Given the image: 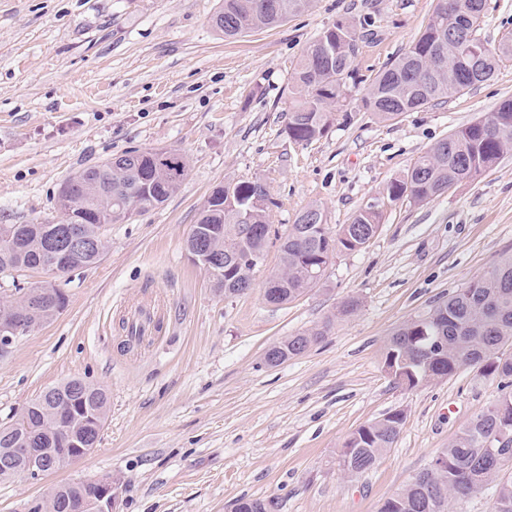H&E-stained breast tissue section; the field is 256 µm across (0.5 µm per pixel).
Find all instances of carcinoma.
<instances>
[{"label": "carcinoma", "instance_id": "cac0c4a2", "mask_svg": "<svg viewBox=\"0 0 512 512\" xmlns=\"http://www.w3.org/2000/svg\"><path fill=\"white\" fill-rule=\"evenodd\" d=\"M313 0H221L211 26L225 37L274 27L289 17L311 9ZM486 0H437L435 11L409 50L388 69L377 74L362 98L363 107L380 122H392L406 112L436 106L493 78L500 62L512 60V36L477 58L465 57L460 43L469 35L467 17L483 21ZM360 34L356 25L339 19L319 35L325 56L310 46L294 74V100L285 132L296 143L308 144L327 132L332 105L350 93L355 79L354 56ZM512 154V99L494 112L477 118L439 140L383 192L392 204L405 200L423 204L462 183L473 181ZM188 161L175 152L152 153L133 148L112 157L107 165L84 169L88 188L86 211L95 219L84 225L90 238L99 225L110 223L114 212L133 203L145 213L164 204L179 188ZM277 203L260 179L224 186L205 200L196 224L211 225L219 234L210 240L213 251L227 255L263 252L270 241V212ZM383 212L360 208L351 222L335 233L329 225L303 223L298 215L280 245V268L274 275L271 296L279 304L295 300L312 280L309 271L328 267L338 252L363 248L375 235ZM261 232L240 234L244 220ZM25 236L24 251L0 243V268L26 266L48 272L43 253L45 241L65 233L63 224H13ZM331 320L296 336H288L269 348L279 360L299 356L319 343ZM512 346V256L495 260L480 276L440 300L424 315L405 322L390 338L383 353V368L401 386L454 376L467 360L484 378L498 381L503 394L477 413L438 452L442 467L413 475L381 505L379 512H449L485 491L492 493L491 512H512V478L504 479L503 467L512 464V447L497 456L487 452L489 440L505 432L512 435V355L501 352ZM106 390L84 378H71L47 388L9 424L0 426V448H20L26 439L38 448H60L57 433L66 428L73 438L93 446L98 436L95 413L107 407ZM404 424L400 410L360 426L344 442L340 455L343 471L354 476L372 469L397 442ZM55 512H65L75 483L56 486Z\"/></svg>", "mask_w": 512, "mask_h": 512}]
</instances>
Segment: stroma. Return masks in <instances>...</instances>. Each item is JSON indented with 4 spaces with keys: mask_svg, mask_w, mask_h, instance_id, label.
<instances>
[{
    "mask_svg": "<svg viewBox=\"0 0 512 512\" xmlns=\"http://www.w3.org/2000/svg\"><path fill=\"white\" fill-rule=\"evenodd\" d=\"M218 0H0V224H54L71 174L131 148L185 156L188 172L162 206L109 226L96 264L73 273L68 304L0 357V424L46 387L81 377L109 400L95 451L36 479L0 482V512H28L62 481H120L119 512H377L500 394L461 368L408 389L382 367L404 322L425 314L512 253V155L432 201L385 211L361 250L337 253L323 279L273 306L271 241L254 286L227 297L184 241L214 187L260 179L287 230L320 205L331 230L455 129L512 98V60L450 102L377 122L366 85L408 50L436 0H315L274 28L224 38ZM359 26L360 79L340 118L310 144L284 128L293 75L320 33ZM359 308L338 317L343 302ZM156 304L133 347L122 320ZM330 321L325 338L277 367L266 351ZM400 410L393 448L369 471L338 463L348 435Z\"/></svg>",
    "mask_w": 512,
    "mask_h": 512,
    "instance_id": "stroma-1",
    "label": "stroma"
}]
</instances>
